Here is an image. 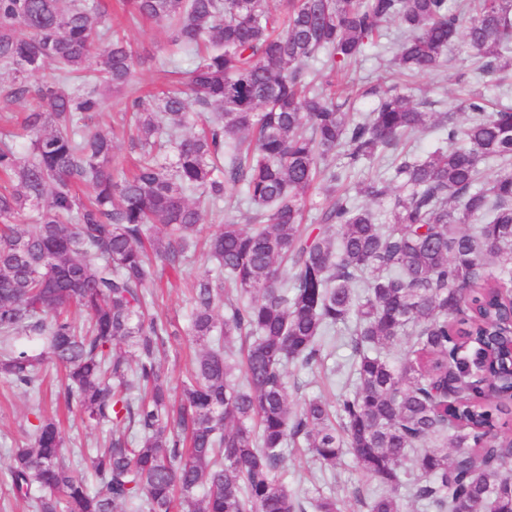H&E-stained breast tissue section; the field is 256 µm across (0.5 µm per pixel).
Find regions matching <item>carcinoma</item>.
Instances as JSON below:
<instances>
[{
  "label": "carcinoma",
  "instance_id": "1",
  "mask_svg": "<svg viewBox=\"0 0 512 512\" xmlns=\"http://www.w3.org/2000/svg\"><path fill=\"white\" fill-rule=\"evenodd\" d=\"M123 0L133 21L167 25L188 77L148 96L130 91L129 175L114 133L91 125L97 86L129 85L138 54L112 34L104 0H0L5 96L31 99L19 133L0 128V377L38 394L45 361L65 369L64 397L90 428L112 426L90 459L99 489L65 460L59 423L37 417L12 451L13 493L31 512H306L280 476L302 443L336 467L348 449L368 477L407 489L435 512L473 502L512 512V432L500 429L498 367L512 350L495 332L512 297V105L469 87L447 112L393 85L366 116L341 111L335 76L390 24L391 62L431 74L461 42L483 76L512 72V0ZM325 56L315 83L309 62ZM47 64L53 82L28 75ZM468 114L458 121L457 112ZM444 145L417 156L404 138ZM343 162L326 163L333 152ZM394 155L393 175L351 182ZM497 164L481 178V164ZM322 231L306 232L315 184ZM243 200L207 240L215 276L192 288L186 330L150 312L158 267L179 270L204 223L201 202ZM40 209L38 222L22 223ZM72 306L89 321L78 326ZM350 332L353 390L333 406H288L290 364H324L323 339ZM199 349L175 389L172 339ZM30 337L38 348L19 343ZM411 338L396 362L384 349ZM485 448L481 458L448 456ZM412 459L419 477L402 480ZM369 512H402L396 497Z\"/></svg>",
  "mask_w": 512,
  "mask_h": 512
}]
</instances>
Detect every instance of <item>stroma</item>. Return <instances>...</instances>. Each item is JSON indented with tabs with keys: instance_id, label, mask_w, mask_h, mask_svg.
Listing matches in <instances>:
<instances>
[{
	"instance_id": "1",
	"label": "stroma",
	"mask_w": 512,
	"mask_h": 512,
	"mask_svg": "<svg viewBox=\"0 0 512 512\" xmlns=\"http://www.w3.org/2000/svg\"><path fill=\"white\" fill-rule=\"evenodd\" d=\"M112 27L137 51L136 63L130 81L131 88L150 90L160 87L165 75L156 65L169 53V32L164 24L142 21L130 22L121 10H113ZM452 65L447 70L409 81L398 80L388 57L382 56L377 47H370L365 56L353 64L348 75H337L336 81L347 88L346 110L369 111L376 103L374 87L387 82L397 84L402 92L411 94L415 101H430L433 111L443 112L452 108L462 83L483 86L488 98L508 99L494 80L481 76L470 61L464 60L462 51L451 49ZM214 265L203 249L189 252L183 262V279L154 295L157 311L179 325H187L190 315L188 287L192 281L213 270ZM328 356L323 365L313 368L289 367L287 370L288 401L293 411H300L305 402L319 397L334 402L348 389V368L352 350L344 345L339 333H332L327 347ZM31 399L15 388L8 380L0 378V512H29L16 501L10 486L8 465L11 450L24 443L29 430ZM282 477L289 489L303 502H310L317 493L332 496L341 512H366L361 497L379 493L377 481L363 475L350 454H342L335 470L325 471L312 461L303 449L288 447L284 450Z\"/></svg>"
}]
</instances>
